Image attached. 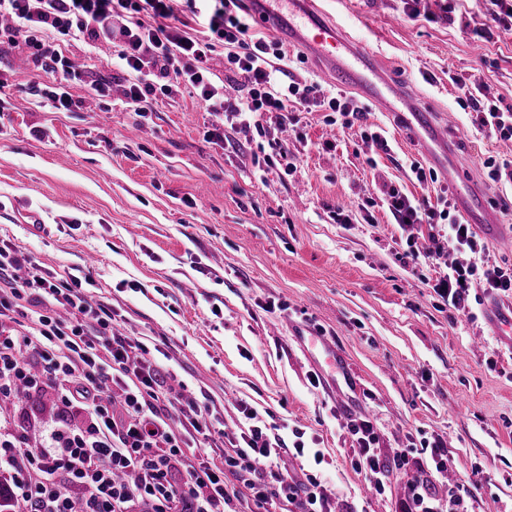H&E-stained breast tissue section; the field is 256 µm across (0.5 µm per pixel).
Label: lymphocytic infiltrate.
I'll return each instance as SVG.
<instances>
[{"instance_id": "f902f5d3", "label": "lymphocytic infiltrate", "mask_w": 512, "mask_h": 512, "mask_svg": "<svg viewBox=\"0 0 512 512\" xmlns=\"http://www.w3.org/2000/svg\"><path fill=\"white\" fill-rule=\"evenodd\" d=\"M242 0H0V45L26 46L36 68L61 73L62 85L47 93L56 110L73 112L83 99L73 97L65 83L75 72L68 58L39 34L54 30L88 46L107 41L118 46L120 68L133 75L126 98L135 112H147L157 93L178 82L190 84L215 118L210 136L223 139L231 123L255 128L267 139L266 166L286 165L288 149L278 136L292 122V106L324 112L329 125L351 127L363 122L364 110L348 95H332L317 84L299 82L288 69L280 42L253 32ZM228 52L224 70L235 76L240 94L228 96L223 81L208 66L217 44ZM461 93L459 104L484 137L512 140V105L491 100L484 85L451 75ZM407 234L403 262H433L440 250L436 228L448 223V243L459 255L439 274L431 288L442 307L469 312L474 288L496 295L512 294V266L484 261L485 244L473 226L456 212L449 193L437 202L417 199L388 187L382 199ZM425 226L429 245L419 248L414 229ZM22 315L30 320L24 332L0 335V401L19 393L57 389L63 412L77 409L86 419L65 424L51 434L46 448L32 449L23 435L0 437V470L12 473L10 495L16 512H70L69 494L80 489L88 497L87 512H129V503L150 500L154 512H224L237 497L225 484V468L244 477L255 502L298 512H331L321 480L308 474L294 478L272 466L287 449L304 454V442L286 445L260 426L240 438L237 455L213 457L216 440L206 417L209 406L185 397L160 381L151 367L135 360L143 344L115 335L108 305L90 302L75 274L55 278L36 265L22 266L19 248L0 244V318ZM45 365L43 373L33 362ZM122 393L124 410L114 414L110 386ZM345 430L359 446L360 465L376 492L385 489L379 436L370 420L353 419ZM271 467V475L261 466ZM127 469L138 471L134 483L118 481ZM184 471L183 487L172 482Z\"/></svg>"}]
</instances>
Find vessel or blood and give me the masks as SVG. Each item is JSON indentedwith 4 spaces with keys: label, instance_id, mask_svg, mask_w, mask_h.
Wrapping results in <instances>:
<instances>
[{
    "label": "vessel or blood",
    "instance_id": "obj_1",
    "mask_svg": "<svg viewBox=\"0 0 512 512\" xmlns=\"http://www.w3.org/2000/svg\"><path fill=\"white\" fill-rule=\"evenodd\" d=\"M256 17L265 28H276L290 43L316 60L325 74L339 86L389 112L395 119L411 122L423 133L428 145L427 159L448 181H456L461 171L453 157L448 131L428 117V108L416 84L398 82L392 70L359 41L340 30L335 18L316 0H252ZM460 214L482 235L495 232L500 215L477 189L456 198ZM322 353L330 368L328 387L337 400H344L346 388L355 383L346 358L335 346L323 344Z\"/></svg>",
    "mask_w": 512,
    "mask_h": 512
}]
</instances>
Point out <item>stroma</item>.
<instances>
[{
  "instance_id": "1",
  "label": "stroma",
  "mask_w": 512,
  "mask_h": 512,
  "mask_svg": "<svg viewBox=\"0 0 512 512\" xmlns=\"http://www.w3.org/2000/svg\"><path fill=\"white\" fill-rule=\"evenodd\" d=\"M352 37L415 83L438 122L455 135L459 189L488 200L512 187L486 181L479 160L512 154V141L468 127L449 74L482 83L512 103V32L476 30L487 0H326ZM48 40L79 77L69 91L105 89L106 109L59 112L39 94L56 75L27 53L0 48V240L20 244L48 274L80 269L86 291L112 308L118 333L144 343L161 374H176L210 404L224 450L248 429L244 409L304 455L284 454L289 474L312 473L337 512H397L420 478L424 442L443 437L468 512H512V346L486 318L441 310L426 281L445 271L412 268L399 256L405 237L388 210L365 208L384 186L436 202L446 180L417 182L412 162L426 146L409 125L365 103L366 123L387 133L391 150L369 167L355 150L360 126H328L300 113L284 131L293 173L258 171L265 140L240 127L209 138L212 116L188 85L158 94L145 115L127 111L116 48L52 32ZM465 136H458L460 127ZM350 221L336 223V211ZM317 335L346 357L358 383L357 416L377 425L387 461L386 489L369 491L355 465L357 446L343 416L295 337ZM46 390L0 410V428L46 441L58 415ZM406 449L397 457V449Z\"/></svg>"
}]
</instances>
